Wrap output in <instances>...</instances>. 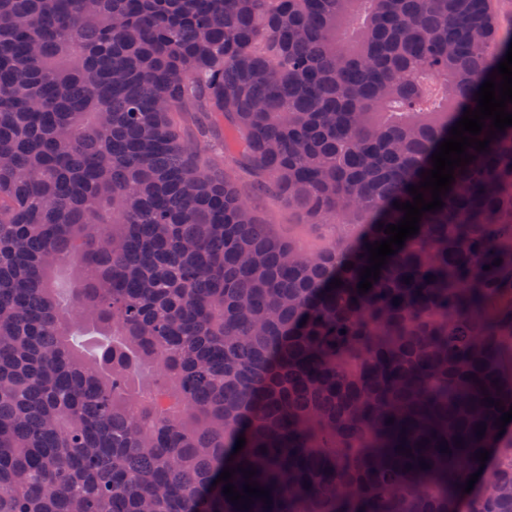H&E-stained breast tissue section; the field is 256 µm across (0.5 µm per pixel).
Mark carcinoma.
Wrapping results in <instances>:
<instances>
[{
  "label": "carcinoma",
  "instance_id": "1",
  "mask_svg": "<svg viewBox=\"0 0 512 512\" xmlns=\"http://www.w3.org/2000/svg\"><path fill=\"white\" fill-rule=\"evenodd\" d=\"M498 2L0 0V512H512V127L357 287ZM258 216L266 224H274L275 231L284 237H288V224H297V217L274 195L263 197L258 206Z\"/></svg>",
  "mask_w": 512,
  "mask_h": 512
}]
</instances>
